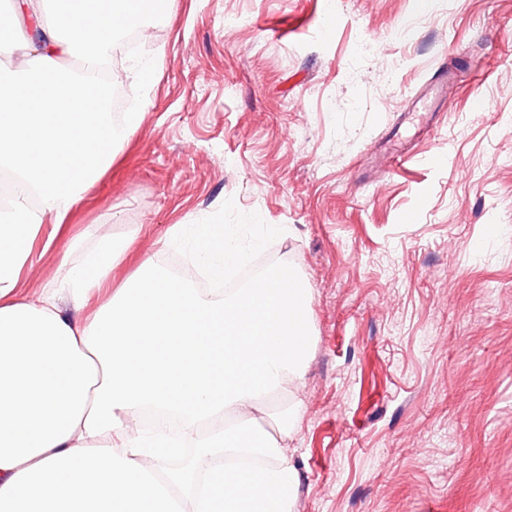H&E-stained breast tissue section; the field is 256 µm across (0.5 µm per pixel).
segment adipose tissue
I'll list each match as a JSON object with an SVG mask.
<instances>
[{"instance_id":"adipose-tissue-1","label":"adipose tissue","mask_w":512,"mask_h":512,"mask_svg":"<svg viewBox=\"0 0 512 512\" xmlns=\"http://www.w3.org/2000/svg\"><path fill=\"white\" fill-rule=\"evenodd\" d=\"M173 3L13 0L32 29L0 67V170L16 181L0 210V512H290L287 460L243 482L223 460L277 452L243 413L300 377L305 289L274 274L211 296L148 265L92 312L129 249L108 240L50 293L16 292L45 221L64 223L139 120L114 125L110 88L61 60L110 66L120 33ZM190 247L217 279L238 256L220 224Z\"/></svg>"}]
</instances>
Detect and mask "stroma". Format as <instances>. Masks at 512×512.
Wrapping results in <instances>:
<instances>
[{"label":"stroma","instance_id":"stroma-1","mask_svg":"<svg viewBox=\"0 0 512 512\" xmlns=\"http://www.w3.org/2000/svg\"><path fill=\"white\" fill-rule=\"evenodd\" d=\"M145 28L121 70L140 124L18 294L108 235L133 242L118 288L186 256L179 225L230 226L307 290L304 372L254 417L302 407L291 512H512V0H176ZM444 67L431 130L380 173Z\"/></svg>","mask_w":512,"mask_h":512}]
</instances>
